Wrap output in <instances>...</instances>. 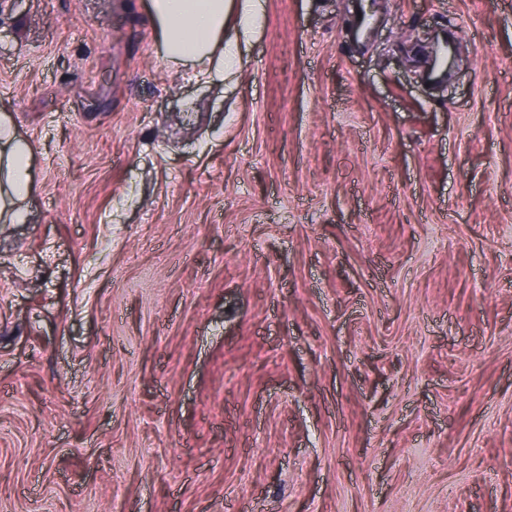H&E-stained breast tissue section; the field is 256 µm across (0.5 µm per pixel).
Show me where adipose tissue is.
Wrapping results in <instances>:
<instances>
[{
  "mask_svg": "<svg viewBox=\"0 0 512 512\" xmlns=\"http://www.w3.org/2000/svg\"><path fill=\"white\" fill-rule=\"evenodd\" d=\"M238 13V37L224 38L230 11ZM148 11L165 59L200 65L202 75H222L240 62L263 14L261 0H150ZM33 148L18 136L8 115L0 114V219H26V201L34 188Z\"/></svg>",
  "mask_w": 512,
  "mask_h": 512,
  "instance_id": "1",
  "label": "adipose tissue"
}]
</instances>
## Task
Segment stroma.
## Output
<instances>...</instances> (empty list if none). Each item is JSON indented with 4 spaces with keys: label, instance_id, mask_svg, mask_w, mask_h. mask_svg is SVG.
<instances>
[{
    "label": "stroma",
    "instance_id": "1",
    "mask_svg": "<svg viewBox=\"0 0 512 512\" xmlns=\"http://www.w3.org/2000/svg\"><path fill=\"white\" fill-rule=\"evenodd\" d=\"M149 2L0 0V512H512V0ZM235 1L151 0L148 11L165 59L175 64L194 63L200 74L224 75L235 68L240 46L253 36L263 14L261 0H240L238 37L224 43V25ZM33 148L16 134L8 115L0 114V219L21 224L34 188Z\"/></svg>",
    "mask_w": 512,
    "mask_h": 512
}]
</instances>
